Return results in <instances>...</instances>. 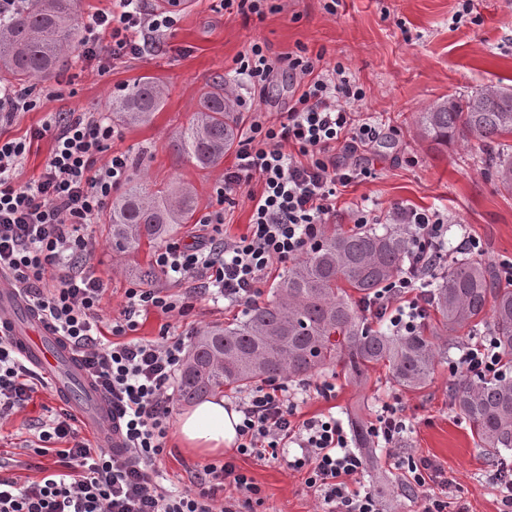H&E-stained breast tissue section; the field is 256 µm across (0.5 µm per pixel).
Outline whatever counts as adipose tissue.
<instances>
[{
    "instance_id": "1",
    "label": "adipose tissue",
    "mask_w": 512,
    "mask_h": 512,
    "mask_svg": "<svg viewBox=\"0 0 512 512\" xmlns=\"http://www.w3.org/2000/svg\"><path fill=\"white\" fill-rule=\"evenodd\" d=\"M240 415L223 399L212 398L181 413L176 428L182 442L207 454L234 444Z\"/></svg>"
}]
</instances>
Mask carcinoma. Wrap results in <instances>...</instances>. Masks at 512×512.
Listing matches in <instances>:
<instances>
[{
    "mask_svg": "<svg viewBox=\"0 0 512 512\" xmlns=\"http://www.w3.org/2000/svg\"><path fill=\"white\" fill-rule=\"evenodd\" d=\"M76 0H29L26 9L0 25V80L30 83L55 77L79 42ZM163 104V88L151 77L112 97L113 118L128 126L150 123ZM244 116L218 75L200 94L197 110L171 143L177 155L201 168L216 167L241 135ZM420 136L437 144L476 141L480 162L499 186L512 193V87L488 85L466 95L436 100L418 120ZM197 199L185 184L149 192L129 183L110 203L112 250L134 254L166 241L194 218ZM410 251L404 225L384 224L345 231L327 224L320 242L282 275L272 298L249 308L226 326L195 334L182 368L179 400L201 401L225 389H247L286 374L310 378L341 366L361 386L369 369L383 365L408 390L429 386L448 349L439 332L475 336L490 322L502 356L512 359V282L496 264L460 254L434 280L429 308L436 323L410 334L374 330L362 300L401 274ZM359 295L355 299L347 292ZM448 399L469 425L476 447L491 460L512 451V377L471 376L448 384ZM360 448L374 444L373 423L353 421Z\"/></svg>",
    "mask_w": 512,
    "mask_h": 512,
    "instance_id": "1",
    "label": "carcinoma"
}]
</instances>
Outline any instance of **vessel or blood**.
Returning a JSON list of instances; mask_svg holds the SVG:
<instances>
[{
    "label": "vessel or blood",
    "mask_w": 512,
    "mask_h": 512,
    "mask_svg": "<svg viewBox=\"0 0 512 512\" xmlns=\"http://www.w3.org/2000/svg\"><path fill=\"white\" fill-rule=\"evenodd\" d=\"M0 322L7 324L21 354L30 368L46 378L52 387L53 397L60 404L73 401L71 381L82 382L86 397L83 423L98 422L102 429L96 434L97 444L113 448L120 447V435L104 430L110 417V407L100 391L88 379L75 360L71 350L63 345L45 323L27 307L18 291L9 281L0 276Z\"/></svg>",
    "instance_id": "vessel-or-blood-1"
}]
</instances>
